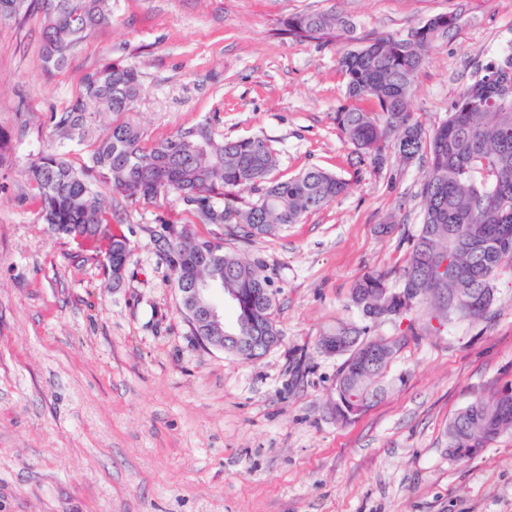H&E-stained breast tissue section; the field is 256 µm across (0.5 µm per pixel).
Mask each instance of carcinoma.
<instances>
[{
	"instance_id": "carcinoma-1",
	"label": "carcinoma",
	"mask_w": 512,
	"mask_h": 512,
	"mask_svg": "<svg viewBox=\"0 0 512 512\" xmlns=\"http://www.w3.org/2000/svg\"><path fill=\"white\" fill-rule=\"evenodd\" d=\"M43 15L44 62L58 68L92 28L111 17L109 0H0V18L23 19L31 11ZM457 16L437 14L407 36L361 39L344 50L338 65L346 80L344 102L336 109V126L362 161L390 150L416 159L426 155L421 190L423 218L398 288L387 274L367 272L354 283L350 303L362 322L341 323L335 355L343 357L330 402L338 424H348L386 392L388 368L402 348L398 338L370 335L372 314L405 318L421 307L436 314L437 285L431 264L448 256L456 277L448 287L461 298L448 309V319L480 320L494 303L497 270L512 262V53L501 54L454 102L448 118L432 134L413 120L416 78L438 40L456 28ZM288 34L297 42L318 41L335 30L350 34L355 26L330 12L288 17ZM142 84L138 72L119 62L88 74L81 95L53 127L65 139L82 137L96 114L117 117L132 111ZM371 108L363 107V103ZM279 156L265 137L215 139L205 124L179 131L149 146L132 120L112 123L97 141L88 161L76 167L64 154L48 150L30 159L24 173L38 191L40 217L53 234L70 240L103 243L112 280L121 281L131 257L129 240L107 236L109 209L95 190L96 176L109 192L124 198L153 200L174 192L203 224H233L246 239L274 236L288 224L318 211L345 195L349 183L319 167L286 180H272ZM262 189L246 209L233 205L236 191ZM224 199V206L216 203ZM174 287L189 288L200 276L224 283V295H243L236 310L235 332L241 336H278L273 319L275 291L257 261L224 251L215 238L197 236L192 227L171 229L164 239ZM417 292L413 306L400 300L403 288ZM512 431V387L480 397L458 411L447 426L448 454L469 457L467 449L483 448L503 431Z\"/></svg>"
}]
</instances>
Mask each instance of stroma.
Masks as SVG:
<instances>
[{
  "label": "stroma",
  "instance_id": "1",
  "mask_svg": "<svg viewBox=\"0 0 512 512\" xmlns=\"http://www.w3.org/2000/svg\"><path fill=\"white\" fill-rule=\"evenodd\" d=\"M326 11L368 38L458 16L417 76L412 110L428 133L480 78L491 46L512 40V0H112L111 21L48 69L42 15L0 18V130L11 138L0 166V512H512V434L463 460L446 436L461 408L512 386V265L496 273L487 319L436 333L418 310L374 324L373 335L405 339L392 388L349 424L329 413L342 360L318 339L359 321L357 277L376 270L398 285L426 161H358L334 120L343 36L300 44L284 31L292 15ZM110 61L140 75L130 117L145 143L204 123L219 140L263 136L279 154L273 178L317 166L348 192L253 239L200 223L172 192L108 199L106 232L133 248L113 283L100 254L43 224L24 173L52 141L87 161L111 113L80 140H52L51 116ZM184 224L261 261L281 334L263 358L192 336L162 246Z\"/></svg>",
  "mask_w": 512,
  "mask_h": 512
}]
</instances>
